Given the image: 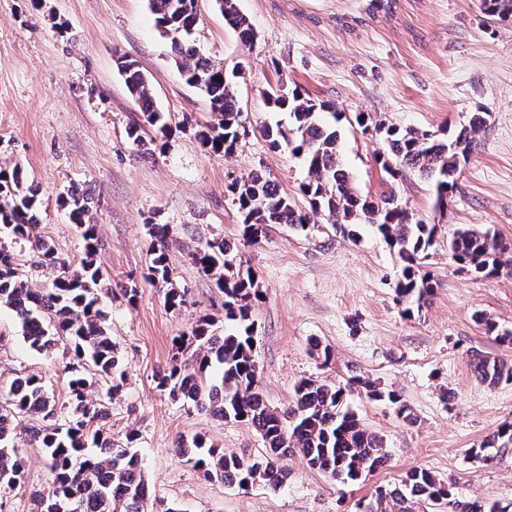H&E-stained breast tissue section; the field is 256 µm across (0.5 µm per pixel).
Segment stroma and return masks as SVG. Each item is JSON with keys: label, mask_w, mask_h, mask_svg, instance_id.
I'll list each match as a JSON object with an SVG mask.
<instances>
[{"label": "stroma", "mask_w": 512, "mask_h": 512, "mask_svg": "<svg viewBox=\"0 0 512 512\" xmlns=\"http://www.w3.org/2000/svg\"><path fill=\"white\" fill-rule=\"evenodd\" d=\"M197 5L195 42L236 75L245 133L228 157L197 139L214 116L171 61L148 0H0V165L20 166L38 186L40 234L71 262H79L83 245L58 197L74 186L97 201L90 218L96 259L114 289L103 305L125 372L108 426L117 444L138 434L133 448L150 485V512H358L378 488L400 483L415 468L432 472L455 497L477 496L512 512V447L494 450L487 462L470 454L512 422V384L489 387L470 366L476 352L512 363V345L474 320L480 312L512 329V276L460 272L447 248L449 231L462 224L512 240V24L490 20L482 0H396L387 12L371 11L370 0H237L256 33L248 48L215 0ZM121 56L138 62L171 119V136L144 157L127 136L139 111L117 67ZM277 83L301 87L343 113L342 159L360 193L395 195L441 228L426 261L439 288L411 318L394 293L400 258L371 227H359L350 241L322 218L302 234L276 225L267 240L241 250L261 284L256 359L271 407L285 408L299 380L342 385L363 374L413 409L416 421L407 424L364 394L349 393L352 408L390 452L385 467L357 483L330 480L297 455L282 459L288 483L276 490L209 481L175 455L180 437L201 434L225 452L253 457L264 451L260 436L173 402L155 383L177 336L202 317L224 326V295L190 254L213 237L239 241L241 216L226 185L263 168L282 192L304 201L300 160L272 150L262 135L290 123L263 98ZM475 112L487 113V123L445 215L435 214L423 180H394L382 171L377 155L385 143L375 124L435 131L468 122ZM360 113L368 130L353 124ZM150 224L171 225L178 239L169 265L175 287L187 292L181 309L167 307L143 278ZM123 287L138 290L136 303L120 295ZM315 340L329 347L330 361L312 349ZM72 362L64 338L51 356L31 351L14 313L0 308V384L42 377L62 405ZM18 449L27 460L26 483L0 512H32L31 492L51 489L43 450L25 437Z\"/></svg>", "instance_id": "stroma-1"}]
</instances>
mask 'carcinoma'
I'll return each instance as SVG.
<instances>
[{
    "mask_svg": "<svg viewBox=\"0 0 512 512\" xmlns=\"http://www.w3.org/2000/svg\"><path fill=\"white\" fill-rule=\"evenodd\" d=\"M216 3L241 43L252 45L254 30L236 0ZM149 6L186 83L192 88L204 84L203 94L216 116V122L198 131L199 140L216 155H232L242 128L234 82L224 67L200 53L192 38L198 22L195 0H149ZM483 9L497 21L512 23V0H483ZM118 68L141 112V122L129 127L127 135L144 151L148 145L142 136L145 128L155 131L157 141L168 138L172 126L139 64L121 56ZM265 97L272 110L286 112L291 119L290 127L267 128L264 136L272 149L287 146L303 161L307 179L300 191L307 208L282 193L264 169L234 179L226 185V192L242 215L244 242H258L274 224L303 232L315 216L325 218L339 236L349 240L356 237V226L370 224L403 262L395 287L402 313L411 318L422 312L438 288L423 270V259L436 243L438 225L415 216L391 195L376 201L359 193L341 160L339 129L326 119L338 115L329 102L312 99L298 88L286 91L273 86L265 91ZM486 116L475 112L468 123L438 134L380 125L376 131L387 150L379 154L378 163L393 179L410 171L428 182L434 211L440 214L445 210L441 202L453 193L461 172L459 162L467 161L475 150ZM59 204L83 241L84 256L76 268L38 232V187L21 168L0 167V307L15 313L30 350L49 355L56 338L66 336L77 361L69 367L64 412L38 376H19L8 386H0V508L4 495L26 482V460L15 438L19 421L28 418L39 421L27 432L49 459L52 488L46 496L31 492L35 512H148V487L136 453L112 442L106 431L107 405L90 399L94 377L114 381L106 391L109 400L124 378L106 313L99 307L100 295L109 293V288L96 264V226L87 223L94 197L87 190L70 187L61 193ZM147 232L151 260L143 278L164 291L170 308L179 309L186 303V293L170 279L172 228L149 224ZM17 245L35 253L31 268L53 275L50 290L30 286L32 275L17 263ZM448 254L460 270L487 278L512 264V243L498 239L487 227L465 224L448 236ZM191 259L224 291V318L231 327L220 336L212 330L210 320L196 322L180 337L171 366L156 375V387L174 401L252 427L264 442L265 454L251 458L226 453L196 434L176 443L178 457L211 480L239 487L263 484L273 489L288 477L279 460L294 453L309 468L341 483L357 482L384 467L389 454L383 438L367 428L347 404L346 388L304 379L296 384L293 404L287 409L277 410L264 400L254 349L257 325L252 316L261 286L252 269L244 266L237 245L214 238L193 250ZM477 323L499 341L512 344V331L499 330L488 316H479ZM474 372L490 387L512 383V364L500 359L477 355ZM349 385L362 390L368 399L389 406L402 421L415 422L412 409L395 390L360 376L350 377ZM511 446L512 424H505L472 449L471 455L488 461L491 450ZM418 505L427 509L446 505L448 512H498L496 506L487 508L476 497L466 501L454 498L431 472L418 468L408 472L400 485L377 490L374 498L363 504L362 512H414Z\"/></svg>",
    "mask_w": 512,
    "mask_h": 512,
    "instance_id": "obj_1",
    "label": "carcinoma"
}]
</instances>
